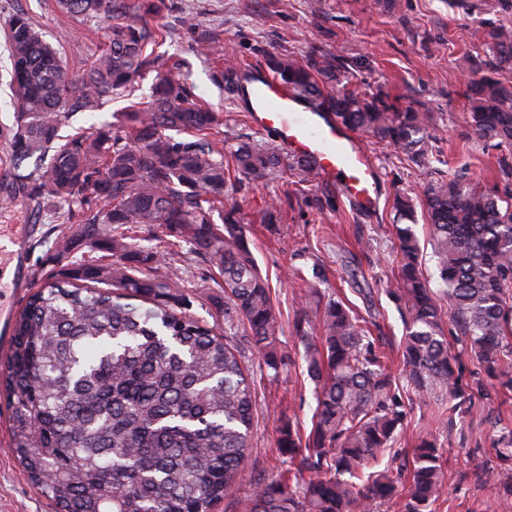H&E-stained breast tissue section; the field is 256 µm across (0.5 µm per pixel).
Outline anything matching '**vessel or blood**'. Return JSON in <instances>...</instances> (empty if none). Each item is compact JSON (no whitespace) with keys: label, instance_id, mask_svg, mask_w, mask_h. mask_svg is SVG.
<instances>
[{"label":"vessel or blood","instance_id":"vessel-or-blood-1","mask_svg":"<svg viewBox=\"0 0 512 512\" xmlns=\"http://www.w3.org/2000/svg\"><path fill=\"white\" fill-rule=\"evenodd\" d=\"M236 94L255 128L272 135L284 153L315 164L323 181L366 214L374 213L386 184L358 134L330 111L294 94L267 72H241ZM32 229L13 224L0 231V319L9 320L20 289L31 275Z\"/></svg>","mask_w":512,"mask_h":512}]
</instances>
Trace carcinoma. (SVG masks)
I'll use <instances>...</instances> for the list:
<instances>
[{"label": "carcinoma", "instance_id": "carcinoma-1", "mask_svg": "<svg viewBox=\"0 0 512 512\" xmlns=\"http://www.w3.org/2000/svg\"><path fill=\"white\" fill-rule=\"evenodd\" d=\"M56 8L104 25L85 68L69 72L25 12L5 22L14 97L9 129L12 192L69 225L48 251L51 272L10 324V433L21 478L55 512H213L246 481L255 383L245 351L225 330L242 323L247 343L278 375L281 317L249 247L233 196L282 172L278 148L246 139L224 152V112L197 97L191 62L154 47L173 37L154 25L162 0H55ZM485 54L464 57L467 124L492 142L499 186L465 172L432 183L424 208L440 288L420 262L414 207L395 203L402 261L388 293L404 336V384L376 347L377 314L340 296L297 326L316 409L308 439L293 422L276 447L288 482L259 487L245 512H374L401 496L402 469H373L407 419L413 393L437 395L455 414L483 392L463 380L459 358L475 360L498 392L512 393V26L483 37ZM264 67L349 128L431 162L430 113L401 110L382 93L364 96L339 80L336 56L270 53ZM143 100L103 118V106ZM79 114L86 128H64ZM298 181H318L301 161ZM241 180L233 183L229 170ZM149 227L174 238L218 275L213 307L224 329L190 312L191 296L169 275L170 258L135 239ZM447 301L444 309L441 301ZM403 512H427L443 495L447 468L437 440L415 447Z\"/></svg>", "mask_w": 512, "mask_h": 512}]
</instances>
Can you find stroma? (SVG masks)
Listing matches in <instances>:
<instances>
[{"label":"stroma","instance_id":"stroma-1","mask_svg":"<svg viewBox=\"0 0 512 512\" xmlns=\"http://www.w3.org/2000/svg\"><path fill=\"white\" fill-rule=\"evenodd\" d=\"M397 2L396 11L388 13L378 0H165L166 9L157 20L159 26L178 31L175 39L160 46V53L189 55L198 34L213 42L212 56L194 60L190 80L195 94L215 109L230 112L231 121L219 131L226 144L247 136L265 144L273 141L252 125L234 121L241 108L231 95L235 79L225 70V59L231 55L257 66L268 53L290 51L304 57L328 50L343 63L342 80L360 92H384L396 108L420 105L432 117L435 160L424 167L408 164L395 146L364 136L386 183V194L370 217H362L336 185L300 183L287 170L273 183L238 193L250 248L281 313L280 344L291 363L273 380L257 353L247 350L257 392L250 484L238 500L221 501L214 512H244L254 485L283 476L276 440L285 420L311 425L314 384L296 333L304 310L322 307L328 290H347L358 309L372 308L385 315L382 346L396 354L403 323L387 295L401 261L392 228L396 194L411 198L415 231L424 241L429 229L423 200L430 184L452 177L463 165L480 186L489 188L496 181V148L477 141L464 120L467 100L459 62L480 51L485 28L512 23V12L501 11L497 0H466L463 8L449 6L448 0ZM19 10L33 17L73 72L85 67L91 50L104 38L103 25L66 16L53 0H0V25ZM189 16L198 23L193 34L179 29ZM284 193L290 201L282 205L277 222L264 224V214ZM361 237L370 242L369 252L359 251ZM316 267L323 278L310 288L295 287L284 276L285 271L296 270L312 279ZM170 275L192 296L193 312L205 314L213 286L209 267L192 255L175 254ZM441 403L434 396L414 404L387 458L396 466L410 464L417 439L433 435L448 470L445 492L433 512H494L498 501L512 497V463L501 462L492 451L502 427L512 426V394L477 402L450 420L441 414ZM9 414V401L0 395V512H51L49 502L18 474ZM490 468L499 471L497 482H485L483 473Z\"/></svg>","mask_w":512,"mask_h":512}]
</instances>
